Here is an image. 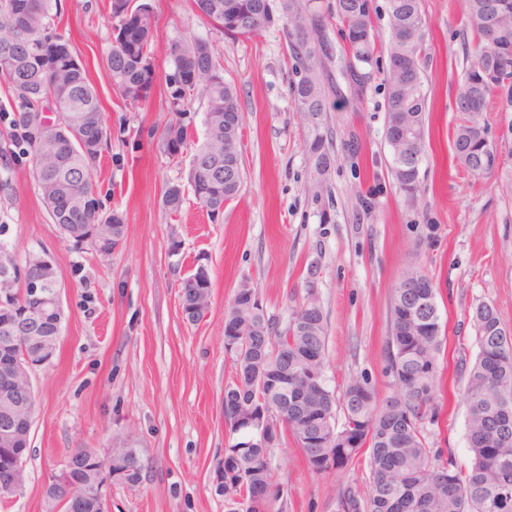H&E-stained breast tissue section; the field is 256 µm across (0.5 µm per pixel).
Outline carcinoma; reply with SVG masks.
I'll use <instances>...</instances> for the list:
<instances>
[{
    "mask_svg": "<svg viewBox=\"0 0 512 512\" xmlns=\"http://www.w3.org/2000/svg\"><path fill=\"white\" fill-rule=\"evenodd\" d=\"M130 0H110L112 42L105 55L112 87L124 100L138 104L148 98L154 82L151 16H132ZM498 0H466L473 43L470 63L457 95L456 110L468 116L453 133L454 155L477 176H490L499 168L497 155L488 149L484 128L477 116L486 108L497 84L480 81L477 69L497 53L485 36V21ZM211 24L232 37H251L275 23L269 0H195ZM52 0H0V80L20 103L18 121L23 136L11 132L32 161V176L40 197L65 239L71 225L84 230L96 224L111 225L107 255L120 248L126 224L122 213H102L97 199V161L107 144L102 104L86 71L71 50L69 39L57 32L51 14ZM283 29L300 77L291 87L296 108L308 117L306 140L309 160L318 175L334 161L326 146L324 125L329 75L317 68L320 57L333 54L326 34V18L315 0H283ZM336 17L345 33L348 62L371 78L377 67L376 34L371 0H336ZM390 25L385 36L388 66L384 81L388 91L386 139L392 154V174L410 198L420 184V166L409 157L426 155V97L419 56L424 29L421 0H389ZM38 43L41 55L28 57L25 43ZM172 70L166 75L177 103L200 96L207 100L203 115L204 137L193 151L189 170L195 198L215 217L239 195L243 177L224 180V168L212 173L202 160L224 161V145L237 146L240 101L235 85L224 80L223 66L209 41L201 38L178 42L170 48ZM55 101L70 128L69 138L55 150L40 147L33 124L40 106ZM174 138L188 147L187 129L168 125L159 147L171 160ZM183 203L180 185L163 192L162 204L172 213ZM20 259L10 243L0 238V273L17 269ZM425 274L410 269L395 289L390 311L388 369L397 390L384 400L362 377L353 376L341 396L322 381L316 400L331 421L340 406L344 422L336 432L312 434L307 410L284 404L273 392L282 382L272 362L275 349L288 350V388L300 385L306 358L313 349L326 359V320L314 298L292 313L284 327L247 300H235L224 311V344L238 348L231 353L236 366L233 383L224 388L229 411L251 405L275 416L281 431L290 432L302 449L308 466L317 474L339 472L351 465L362 448L369 452V490L364 496L351 485L338 493L337 512H512V345L504 347L490 335L502 324L498 310L479 304L472 312L478 353L467 371L468 449L470 463L461 467L453 457L427 447V425L438 417L437 376L442 347V320L436 292L421 307L430 322L421 324L408 316V284ZM226 425L242 440L224 449L225 512H272L280 494L272 467L274 449L258 448L259 431L240 429L232 418Z\"/></svg>",
    "mask_w": 512,
    "mask_h": 512,
    "instance_id": "carcinoma-1",
    "label": "carcinoma"
}]
</instances>
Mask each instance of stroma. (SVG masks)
<instances>
[{
	"instance_id": "35a3bbf8",
	"label": "stroma",
	"mask_w": 512,
	"mask_h": 512,
	"mask_svg": "<svg viewBox=\"0 0 512 512\" xmlns=\"http://www.w3.org/2000/svg\"><path fill=\"white\" fill-rule=\"evenodd\" d=\"M150 2L156 71H170L172 42L202 38L236 86L243 188L214 219L189 190L180 212L164 210L162 194L168 184L186 183L192 153L169 160L159 135L178 120L201 140L205 101L174 104L158 79L144 107L127 105L102 64L114 24L109 0H58V29L86 63L111 133L98 170L100 205L123 212L127 225L111 257L71 247L41 202L27 156L6 143L8 121L0 120V178L10 183L0 192V224L18 256L54 261L65 314L55 358L32 374L25 485L0 512H43L44 486L68 449L108 446L135 448L144 465L139 486L106 485L108 512H224V450L236 441L224 422V388L235 377L224 351V310L245 283L283 323L315 296L327 325L329 388L342 390L361 375L385 397L393 391L386 370L391 297L405 272L419 267L436 290L444 336L439 420L426 440L466 464L461 365L478 353L470 314L478 304L493 305L512 330V153L488 178L452 160L463 118L456 97L472 40L463 0H422L427 154L412 200L391 173L382 73L362 96L328 94L335 162L319 176L290 94L298 75L281 25L233 38L203 20L193 0ZM353 138L354 156L345 148ZM201 267L211 276L210 307L191 322L179 283ZM272 466L281 487L274 512H336L342 486L363 491L369 482L363 455L341 472L313 473L289 434Z\"/></svg>"
}]
</instances>
